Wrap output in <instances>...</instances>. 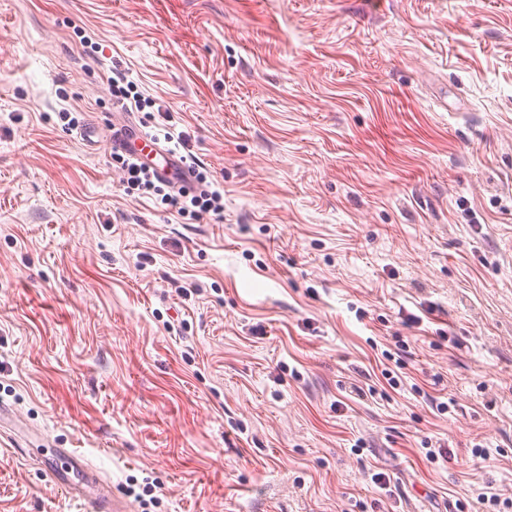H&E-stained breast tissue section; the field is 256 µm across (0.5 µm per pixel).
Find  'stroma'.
<instances>
[{
  "label": "stroma",
  "mask_w": 512,
  "mask_h": 512,
  "mask_svg": "<svg viewBox=\"0 0 512 512\" xmlns=\"http://www.w3.org/2000/svg\"><path fill=\"white\" fill-rule=\"evenodd\" d=\"M116 64L223 220L125 194ZM0 404V512H512V0H0ZM100 486L98 493L94 497H90L88 500V509L90 512H119L126 510L124 505H119L117 500L112 496L99 482H97Z\"/></svg>",
  "instance_id": "1"
}]
</instances>
